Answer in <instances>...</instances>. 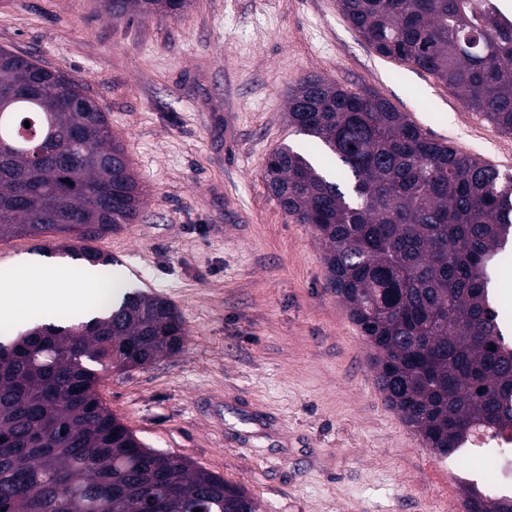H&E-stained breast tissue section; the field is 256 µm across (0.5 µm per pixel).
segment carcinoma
<instances>
[{"label":"carcinoma","mask_w":512,"mask_h":512,"mask_svg":"<svg viewBox=\"0 0 512 512\" xmlns=\"http://www.w3.org/2000/svg\"><path fill=\"white\" fill-rule=\"evenodd\" d=\"M190 0H107L115 17L183 15ZM384 57L454 88L467 110L512 133V26L480 0H339ZM0 241L68 233L61 250L90 265L93 243L136 220L145 194L105 106L82 81L0 47ZM30 127H25V122ZM288 127L333 163L288 144L267 187L326 244L328 285L370 348L389 405L441 457L480 430L512 431V345L491 269L512 245V173L428 137L388 101L319 77L288 100ZM0 343V512H256L245 491L147 446L103 404L98 372L179 352L176 307L139 289L88 318L34 315ZM495 350H490V346ZM467 512H512V495L463 482Z\"/></svg>","instance_id":"obj_1"}]
</instances>
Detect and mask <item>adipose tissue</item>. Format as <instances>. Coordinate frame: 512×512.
I'll use <instances>...</instances> for the list:
<instances>
[{"mask_svg": "<svg viewBox=\"0 0 512 512\" xmlns=\"http://www.w3.org/2000/svg\"><path fill=\"white\" fill-rule=\"evenodd\" d=\"M29 273L24 293L13 284L0 285V317L20 316L28 310L53 305L64 306L87 299L89 291L111 292L114 279L86 267L71 268L53 260L25 264Z\"/></svg>", "mask_w": 512, "mask_h": 512, "instance_id": "1", "label": "adipose tissue"}]
</instances>
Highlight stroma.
<instances>
[{
  "label": "stroma",
  "mask_w": 512,
  "mask_h": 512,
  "mask_svg": "<svg viewBox=\"0 0 512 512\" xmlns=\"http://www.w3.org/2000/svg\"><path fill=\"white\" fill-rule=\"evenodd\" d=\"M0 46L60 68L106 107L146 204L98 241L110 273L169 299L179 353L100 372L147 445L244 489L258 512H456L489 487L478 453L441 458L385 402L369 347L327 286L324 245L268 192L270 153L307 139L288 95L320 76L371 91L430 137L512 172V135L454 89L377 54L338 0H193L182 17L103 0H0ZM65 234L0 241V270Z\"/></svg>",
  "instance_id": "35a3bbf8"
}]
</instances>
